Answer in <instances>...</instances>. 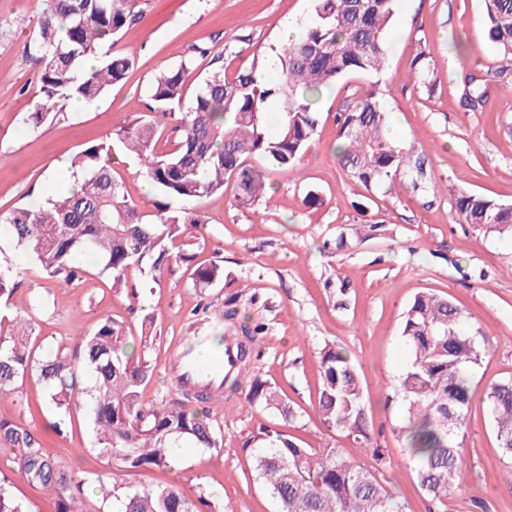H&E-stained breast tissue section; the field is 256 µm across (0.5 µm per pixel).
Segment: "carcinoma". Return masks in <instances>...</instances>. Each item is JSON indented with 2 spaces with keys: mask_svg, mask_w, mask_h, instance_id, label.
<instances>
[{
  "mask_svg": "<svg viewBox=\"0 0 512 512\" xmlns=\"http://www.w3.org/2000/svg\"><path fill=\"white\" fill-rule=\"evenodd\" d=\"M314 21L296 41L263 63L278 78L258 82L259 65L229 77L220 69L185 99L191 75L183 63L159 73L151 86L154 110L167 115L181 109L173 147L156 150L149 121L116 133L125 151L144 161L146 177L167 198L191 203L224 187L234 178L236 198L250 204L263 195L265 175L246 164L261 158L270 171L296 169L317 127L315 99L334 82L355 74H379L387 64V48L396 0H312ZM486 40L501 56L506 75L512 66V0H482ZM140 0H46L37 22L30 57L41 63L42 102L22 117L29 129L59 118L64 105L79 97L92 106L105 90L124 78L132 64L125 54L102 52L114 46L125 25L138 17ZM275 107L270 130L269 107ZM390 117L373 94L362 97L340 115L336 154L342 168L365 187L388 179L416 183L422 164L387 140ZM71 166L82 171L78 190L41 205L25 204L0 215V223L16 246L47 273L79 278L83 255L92 257L112 284L125 280L134 268L161 271L170 244L186 225L202 217L189 209L171 212L161 206L143 214L112 173V144L102 142L82 150ZM455 212L466 224H486L490 231L512 232V204L461 192ZM224 278L216 263L193 267L195 286L208 288ZM467 314L442 295L423 292L404 313L402 337L409 351L396 393L404 401L406 453L417 484L428 500L448 506L458 487L464 457L462 439L473 398L472 368L481 360L474 338L464 330ZM33 323L21 319L8 336H0V392H10L35 373L48 388L59 412L53 423L64 434L66 415L85 406L110 471L97 475L100 487L119 476L144 470L175 471L174 449L190 441L197 448L222 447L211 409L144 402L141 386L151 366L145 354L128 350L122 326L100 318L96 330L83 337V354L91 385H80L67 356L35 357L29 347ZM322 379L318 399L321 422L343 432L357 447L371 453L375 471L367 470L339 448L300 446L282 430L262 426L244 441L255 478L269 487L277 512H409L396 492L379 478L390 466L387 453L374 438L365 411L362 382L348 354L336 345L319 353ZM246 402L275 409L286 421L295 412L271 383L251 380ZM485 410L503 454L512 457V381L485 392ZM0 443L18 450V471L27 482L56 497L55 512H86L80 483L44 450L39 436L14 421L0 418ZM116 512H224L210 496L186 497L175 476L145 492L125 488L114 492Z\"/></svg>",
  "mask_w": 512,
  "mask_h": 512,
  "instance_id": "obj_1",
  "label": "carcinoma"
}]
</instances>
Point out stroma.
<instances>
[{
    "mask_svg": "<svg viewBox=\"0 0 512 512\" xmlns=\"http://www.w3.org/2000/svg\"><path fill=\"white\" fill-rule=\"evenodd\" d=\"M43 7L44 0H0V214L54 197L60 167L136 120L152 121L160 147L172 144L177 117L150 109L149 87L159 70L189 63L190 98L214 58H222L229 75L251 69L280 49L285 26L301 30L312 20L311 0H146L116 44L133 59L126 77L96 106L66 110L30 131L22 118L41 93L40 66L28 54ZM501 66L483 34L481 0H396L386 69L325 90L297 172L271 174L266 194L249 205L237 201L230 180L223 191L193 203L205 222L187 227L173 249L201 264H221L220 284L195 287L189 265L173 262L153 275L130 271L116 285L87 257L83 277L67 283L48 276L1 234L0 265L19 275L12 294L0 298V333L9 334L15 319L30 313L31 348L71 356L100 316L125 325L131 337L153 318L155 338L146 352L152 374L141 392L145 402L158 405L178 394L169 366L181 337L210 322L224 333L233 323L264 325L247 369L250 377L276 385L295 409L290 434L306 448L342 449L370 469L371 454L358 453L342 432L325 427L317 411L318 356L325 344H336L363 380L374 434L391 460L388 488L410 512H428L405 453V406L393 391L407 357L401 325L408 305L421 292L447 296L468 314L482 351L472 370L460 489L449 495L448 512H512V485L504 480L512 459L503 456L482 402L488 388L512 379V236L462 223L454 210L462 191L512 204V94L491 79ZM468 72L488 78L473 108L464 104ZM371 90L392 114L391 139L423 162L424 188H367L341 167L337 116ZM112 169L141 212L156 213L162 204L180 209V202L166 201L149 185L134 157L117 154ZM310 194L317 204H306ZM247 391L244 384L225 391L215 410L221 451L181 449L176 472L144 471L126 477V484L151 488L177 474L187 497L212 494L224 512H275L242 444L259 426L279 428L283 419L249 406ZM1 417L36 432L47 454L83 482L86 512H111L112 492L96 482L108 465L95 448L86 409L74 411L66 435L58 436L47 390L30 377L14 392L0 393ZM16 456L0 444V478L25 512H54L53 497L21 477Z\"/></svg>",
    "mask_w": 512,
    "mask_h": 512,
    "instance_id": "stroma-1",
    "label": "stroma"
}]
</instances>
